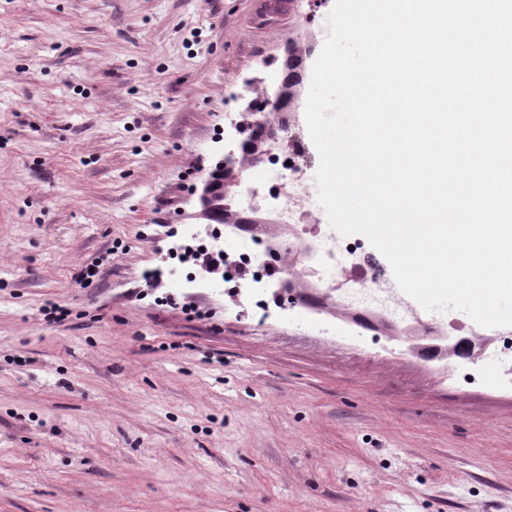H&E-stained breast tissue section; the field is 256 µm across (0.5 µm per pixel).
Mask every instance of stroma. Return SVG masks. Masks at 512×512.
Here are the masks:
<instances>
[{
    "instance_id": "obj_1",
    "label": "stroma",
    "mask_w": 512,
    "mask_h": 512,
    "mask_svg": "<svg viewBox=\"0 0 512 512\" xmlns=\"http://www.w3.org/2000/svg\"><path fill=\"white\" fill-rule=\"evenodd\" d=\"M333 4L0 0V512H512L494 355L144 278Z\"/></svg>"
}]
</instances>
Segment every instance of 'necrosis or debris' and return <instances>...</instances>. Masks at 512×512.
<instances>
[{
  "label": "necrosis or debris",
  "instance_id": "necrosis-or-debris-1",
  "mask_svg": "<svg viewBox=\"0 0 512 512\" xmlns=\"http://www.w3.org/2000/svg\"><path fill=\"white\" fill-rule=\"evenodd\" d=\"M257 165L266 174V195L240 194L230 201L229 206L241 217L270 211L276 222L288 226L295 249L291 262L283 268L285 276L317 280L323 292L332 294L340 304L358 299L377 302L383 316L395 322L404 321L405 316L397 307L381 301L377 266L363 248L354 242L338 248L329 245L325 229L318 224L306 201V172L298 155L279 145L265 152ZM179 235L197 247L225 252L227 264L224 276H206L199 272L188 252L177 253L176 287L241 295L255 312L261 314L268 312L269 298L275 294L279 297L280 312L288 311L294 300L293 293L269 277L273 262L266 256L268 247L253 240L244 226L237 223L184 224ZM241 266L249 269L248 279H238L236 270Z\"/></svg>",
  "mask_w": 512,
  "mask_h": 512
}]
</instances>
